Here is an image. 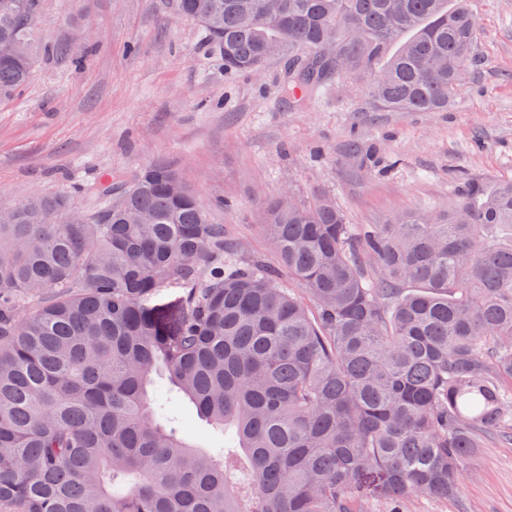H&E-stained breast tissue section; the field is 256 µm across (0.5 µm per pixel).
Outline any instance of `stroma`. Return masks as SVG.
<instances>
[{"instance_id": "35a3bbf8", "label": "stroma", "mask_w": 512, "mask_h": 512, "mask_svg": "<svg viewBox=\"0 0 512 512\" xmlns=\"http://www.w3.org/2000/svg\"><path fill=\"white\" fill-rule=\"evenodd\" d=\"M479 62L449 112H388L364 82L320 96L282 93L285 60L228 74L173 0H42L41 43L89 31L81 65L41 58L0 101V207L67 194L81 209L105 174L175 164L244 255L268 253L266 199L334 197L352 224L448 204L469 180H512V0H468ZM407 512H512V446L484 442L458 498Z\"/></svg>"}]
</instances>
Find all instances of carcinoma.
<instances>
[{"label":"carcinoma","instance_id":"carcinoma-1","mask_svg":"<svg viewBox=\"0 0 512 512\" xmlns=\"http://www.w3.org/2000/svg\"><path fill=\"white\" fill-rule=\"evenodd\" d=\"M174 6L228 73L288 58L292 99L360 76L388 112H442L477 63L467 0ZM41 7L0 0V101L45 52ZM72 209L0 213V512H403L512 445V181L384 224L285 191L272 263L166 162Z\"/></svg>","mask_w":512,"mask_h":512}]
</instances>
